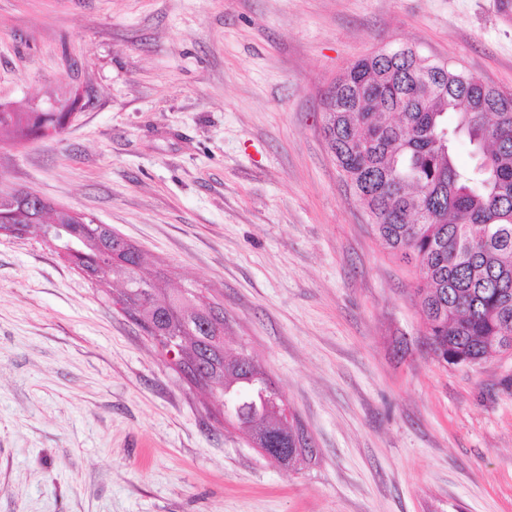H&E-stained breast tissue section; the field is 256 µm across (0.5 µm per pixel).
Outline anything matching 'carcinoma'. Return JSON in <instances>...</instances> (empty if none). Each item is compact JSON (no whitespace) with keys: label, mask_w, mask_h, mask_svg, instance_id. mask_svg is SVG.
Returning a JSON list of instances; mask_svg holds the SVG:
<instances>
[{"label":"carcinoma","mask_w":512,"mask_h":512,"mask_svg":"<svg viewBox=\"0 0 512 512\" xmlns=\"http://www.w3.org/2000/svg\"><path fill=\"white\" fill-rule=\"evenodd\" d=\"M71 113L0 109V135L15 144L60 134ZM323 130L345 180L389 251L419 268L417 304L436 357L469 365L499 356L512 335V93L454 66L412 51H381L352 63L330 90ZM466 139L474 164L463 173L457 146ZM0 227L18 224L51 237L55 225L82 251L94 280L143 286L147 301L131 317L163 335L184 338L194 378L246 392L264 383L253 357L224 352V308L198 304L197 287L176 294L166 272L145 271L140 249L95 218L80 224L46 199L28 202L5 191ZM121 252L123 263L112 265ZM280 405L257 417L239 408L238 423L254 441H270L293 462L313 454L300 428L276 420Z\"/></svg>","instance_id":"carcinoma-1"}]
</instances>
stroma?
Instances as JSON below:
<instances>
[{"label": "stroma", "mask_w": 512, "mask_h": 512, "mask_svg": "<svg viewBox=\"0 0 512 512\" xmlns=\"http://www.w3.org/2000/svg\"><path fill=\"white\" fill-rule=\"evenodd\" d=\"M501 0H0V184L94 216L224 307L314 453L264 456L33 231L0 236V512H512V355L431 352L419 271L336 165L325 97L410 47L512 91ZM71 115L72 112H43L33 108L0 109V138L5 134L13 143L22 144L34 138L53 137L62 132Z\"/></svg>", "instance_id": "35a3bbf8"}]
</instances>
